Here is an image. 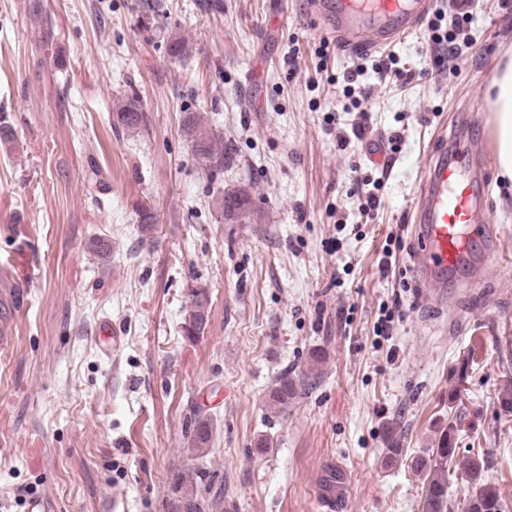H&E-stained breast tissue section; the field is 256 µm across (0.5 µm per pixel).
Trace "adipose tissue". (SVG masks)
Wrapping results in <instances>:
<instances>
[{
    "instance_id": "ef3b65f1",
    "label": "adipose tissue",
    "mask_w": 512,
    "mask_h": 512,
    "mask_svg": "<svg viewBox=\"0 0 512 512\" xmlns=\"http://www.w3.org/2000/svg\"><path fill=\"white\" fill-rule=\"evenodd\" d=\"M496 155L502 176L512 180V55H505L487 89Z\"/></svg>"
}]
</instances>
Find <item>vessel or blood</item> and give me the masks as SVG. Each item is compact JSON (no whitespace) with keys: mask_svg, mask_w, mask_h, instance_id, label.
<instances>
[{"mask_svg":"<svg viewBox=\"0 0 512 512\" xmlns=\"http://www.w3.org/2000/svg\"><path fill=\"white\" fill-rule=\"evenodd\" d=\"M319 18L343 50L361 53L379 50L417 30L434 0H316ZM471 161L464 140H454L431 160L417 202V232L421 248L414 266L427 286L426 296L444 302V286L483 240L490 213L472 181L462 172Z\"/></svg>","mask_w":512,"mask_h":512,"instance_id":"b4317fda","label":"vessel or blood"}]
</instances>
